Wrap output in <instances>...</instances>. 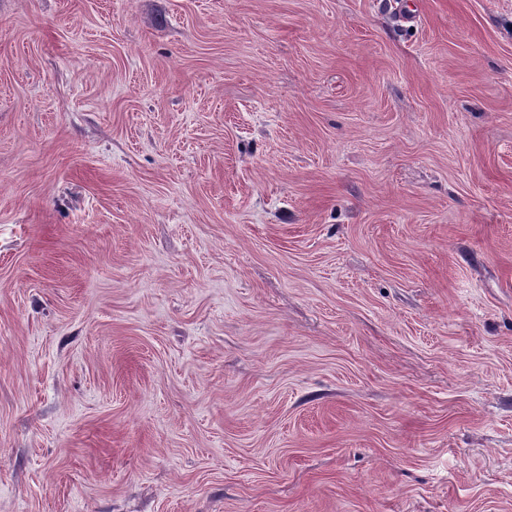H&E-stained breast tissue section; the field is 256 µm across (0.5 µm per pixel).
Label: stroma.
I'll return each mask as SVG.
<instances>
[{
	"mask_svg": "<svg viewBox=\"0 0 512 512\" xmlns=\"http://www.w3.org/2000/svg\"><path fill=\"white\" fill-rule=\"evenodd\" d=\"M0 512H512V0H0Z\"/></svg>",
	"mask_w": 512,
	"mask_h": 512,
	"instance_id": "obj_1",
	"label": "stroma"
}]
</instances>
